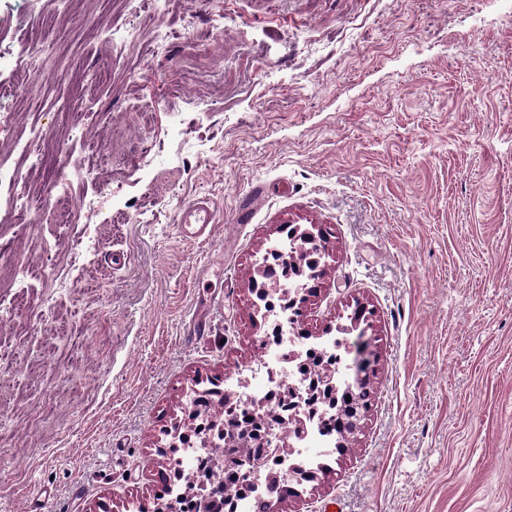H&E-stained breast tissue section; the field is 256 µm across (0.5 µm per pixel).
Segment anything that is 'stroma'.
I'll return each instance as SVG.
<instances>
[{
    "label": "stroma",
    "instance_id": "1",
    "mask_svg": "<svg viewBox=\"0 0 512 512\" xmlns=\"http://www.w3.org/2000/svg\"><path fill=\"white\" fill-rule=\"evenodd\" d=\"M0 162V512L156 505L188 393L261 353L285 224L330 241L305 328L367 305L373 377L277 512H512V0H0ZM217 211L207 198L196 200L183 207L177 214L176 222L179 232L186 237L203 236L211 224H215Z\"/></svg>",
    "mask_w": 512,
    "mask_h": 512
}]
</instances>
